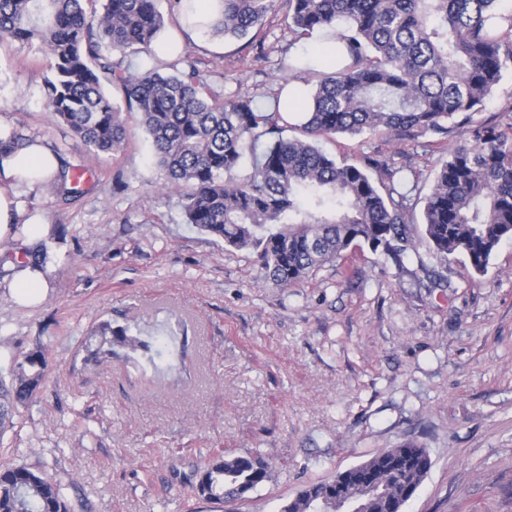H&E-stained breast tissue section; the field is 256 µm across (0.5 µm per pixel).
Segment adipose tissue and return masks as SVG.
Here are the masks:
<instances>
[{"instance_id": "obj_1", "label": "adipose tissue", "mask_w": 512, "mask_h": 512, "mask_svg": "<svg viewBox=\"0 0 512 512\" xmlns=\"http://www.w3.org/2000/svg\"><path fill=\"white\" fill-rule=\"evenodd\" d=\"M60 166L58 156L40 139L0 161V240H39L45 230L40 218L19 222L18 190L39 187L53 177Z\"/></svg>"}]
</instances>
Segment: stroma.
<instances>
[{
  "mask_svg": "<svg viewBox=\"0 0 512 512\" xmlns=\"http://www.w3.org/2000/svg\"><path fill=\"white\" fill-rule=\"evenodd\" d=\"M159 9L181 43L156 66L190 57L215 92L262 107L289 62L315 53L314 36L293 40L278 16L258 33L259 63L245 41L181 32L168 0ZM48 73L37 48L0 40V125L83 168L73 200L19 191L21 220L50 228L42 302L13 298L17 245L0 241V374L38 349L50 357L0 438V465L42 471L75 512H280L306 484L412 439L432 466L402 512H512V240L481 275L460 256L440 264L420 238L403 265L359 249L279 287L250 251L188 224L136 115L115 155L72 135L46 108ZM461 140L368 134L322 147L403 168L418 215ZM103 320L178 337L186 372L141 379L143 359L121 346L106 364L85 363L84 340ZM217 448L266 456L270 479L242 500L199 498Z\"/></svg>",
  "mask_w": 512,
  "mask_h": 512,
  "instance_id": "obj_1",
  "label": "stroma"
}]
</instances>
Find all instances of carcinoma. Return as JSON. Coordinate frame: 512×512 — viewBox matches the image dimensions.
<instances>
[{
	"mask_svg": "<svg viewBox=\"0 0 512 512\" xmlns=\"http://www.w3.org/2000/svg\"><path fill=\"white\" fill-rule=\"evenodd\" d=\"M188 27L224 39H248L277 11L279 0H220L206 21L195 0H170ZM288 32L300 40L336 27L335 56L288 64L291 79L314 82L305 121L294 97L261 109L249 97H224L183 57L173 72L124 65L129 54L155 55L165 28L157 0H0V37L36 46L50 60L46 105L97 153L128 143L123 113L140 117L165 183L181 198L187 223L238 250H251L265 277L288 288L354 247L368 245L397 261L414 249L406 177L385 160L354 162L319 143L338 135L378 133L395 140L446 136L459 115L478 112L512 63V14L499 0H284ZM120 59H114V56ZM107 76L121 97L102 85ZM298 134L283 138L286 128ZM269 141L250 174L234 175L249 151ZM30 138L0 129V160ZM79 167L63 164L45 184L49 195L77 193ZM425 238L443 263L464 257L481 275L499 246L512 240V122L477 125L436 171L421 215ZM169 352L161 336L102 323L90 359H112V342ZM48 367L42 350L0 377V429L29 402ZM431 468L425 448L406 441L337 474L350 498L381 486L373 512H397ZM270 477L260 454L212 453L197 482L210 502L240 500ZM0 512H70L60 485L25 466L0 469Z\"/></svg>",
	"mask_w": 512,
	"mask_h": 512,
	"instance_id": "carcinoma-1",
	"label": "carcinoma"
}]
</instances>
